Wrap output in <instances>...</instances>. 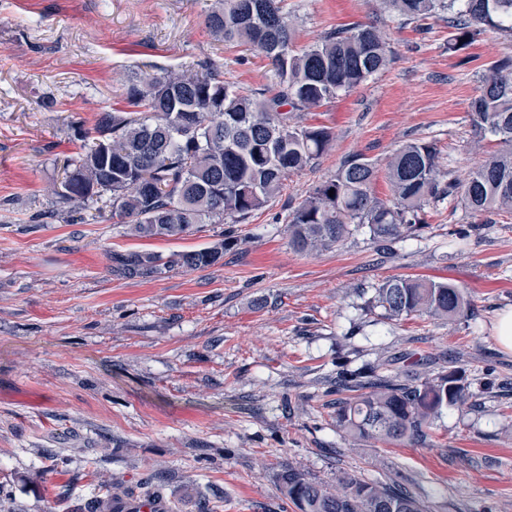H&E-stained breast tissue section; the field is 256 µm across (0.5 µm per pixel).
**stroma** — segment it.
<instances>
[{
  "label": "stroma",
  "mask_w": 512,
  "mask_h": 512,
  "mask_svg": "<svg viewBox=\"0 0 512 512\" xmlns=\"http://www.w3.org/2000/svg\"><path fill=\"white\" fill-rule=\"evenodd\" d=\"M304 48L354 22L385 32L392 61L361 86L301 113L332 147L244 224L139 238L104 213L58 212L54 183L82 142L76 122L123 106L144 65L212 58L249 93L271 83L262 55L215 40L206 0H0V512H84L105 484L164 478L169 512H295L274 475L293 464L328 485L352 474L399 485L430 512H512V353L493 331L512 308V213L427 206L405 238L352 229L338 246L289 245L287 215L361 154L373 194L392 198L391 155L433 143L465 178L499 149L469 102L512 36L485 32L448 50L440 16L407 23L373 0H286ZM40 213L41 222H30ZM232 238L204 270L113 276L111 254L162 256ZM463 288L471 316L390 321L373 304L390 277ZM379 367L397 379L464 375L471 398L427 444H351L336 430V377Z\"/></svg>",
  "instance_id": "stroma-1"
}]
</instances>
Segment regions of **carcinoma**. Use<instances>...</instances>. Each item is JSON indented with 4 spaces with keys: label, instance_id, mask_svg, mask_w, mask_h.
<instances>
[{
    "label": "carcinoma",
    "instance_id": "1",
    "mask_svg": "<svg viewBox=\"0 0 512 512\" xmlns=\"http://www.w3.org/2000/svg\"><path fill=\"white\" fill-rule=\"evenodd\" d=\"M383 9L407 20L448 12V50L466 49L488 30L512 32V0H379ZM284 0H214L206 23L221 42L264 56L273 84L243 93L224 79V68L208 59L181 69L131 72L124 84L130 109L103 111L85 144L63 165L53 188L64 209L88 211L109 195L112 214L137 237H175L198 224L243 223L275 201L288 176L304 171L331 146L324 126H306L297 114L341 92L357 88L389 62L386 42L373 25L355 24L325 32L312 45L294 48V24ZM475 127L499 137L501 149L460 181L443 182L438 152L412 140L388 165L390 202L372 196L374 165L357 154L316 184L288 213L290 245L299 251L330 249L349 226L368 228L373 240L393 241L421 223L432 203L458 199L471 212L512 211V57L494 61L470 102ZM334 195H329V191ZM231 242L222 240L167 258L153 252H112V274L155 278L175 269L203 270L219 263ZM374 302L388 320L426 316L454 322L472 302L453 283L392 277L375 289ZM346 396L336 408V430L357 441L423 442L445 411L470 398L457 371L401 382L376 369L344 376ZM280 494L297 512H425L412 493L381 481L347 475L331 487L308 472L284 466L275 474ZM160 488L106 489L91 512H116L114 500L150 499Z\"/></svg>",
    "mask_w": 512,
    "mask_h": 512
}]
</instances>
